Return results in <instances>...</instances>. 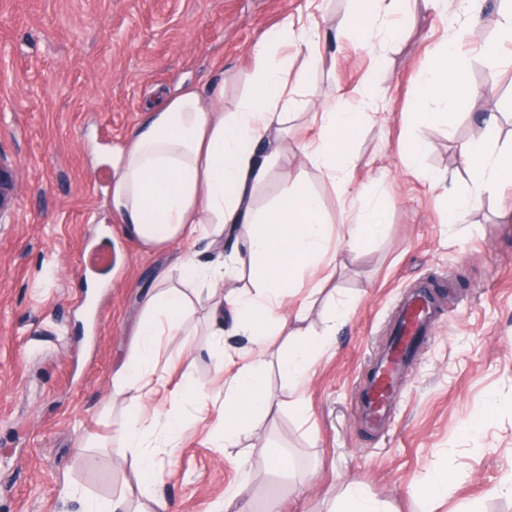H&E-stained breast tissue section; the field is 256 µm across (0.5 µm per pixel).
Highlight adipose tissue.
I'll use <instances>...</instances> for the list:
<instances>
[{"label": "adipose tissue", "instance_id": "adipose-tissue-1", "mask_svg": "<svg viewBox=\"0 0 512 512\" xmlns=\"http://www.w3.org/2000/svg\"><path fill=\"white\" fill-rule=\"evenodd\" d=\"M291 40L316 51L322 36L299 20L261 39L251 55V90L234 111H225L223 99H202L192 88L150 109L112 173L109 206L129 236L147 245L194 242L201 239L204 225L225 224L233 240L224 269L202 266L190 258L184 265L186 273L216 281L246 265L253 272L254 296L245 299L231 293L212 310L214 336H244L251 344L247 354L218 368L225 376L222 432L228 446L244 426L270 415L277 406L266 388L260 355L267 336L289 325L281 312L285 298L306 270L321 262L336 264L326 256L328 230L320 202L300 183L286 185L266 213H257L253 206L254 191L268 174L256 149L273 128L283 125L287 111L297 105L300 86L309 79L305 71L294 77L288 74V60L280 50ZM471 94L466 69L456 62L452 43H443L418 98L440 101L445 109L417 112L413 118L452 124ZM364 118V113L326 105L318 114L323 136L307 152V160L330 177L345 174L351 138ZM496 127V116L485 118L482 138L462 149V162L477 194L495 191L512 180V151L496 154L491 149ZM228 307L240 315L229 329L224 326ZM147 308L149 317L135 334L132 367L120 372L117 381L145 399L124 422L121 439L123 448L139 453L137 490L151 499L157 469L153 451L174 447L179 432L175 423L162 422L161 412L149 403L168 385L158 369L159 339L176 331L191 309L173 289L151 296ZM324 348L321 340L295 339L281 355L283 373L293 382L304 381Z\"/></svg>", "mask_w": 512, "mask_h": 512}]
</instances>
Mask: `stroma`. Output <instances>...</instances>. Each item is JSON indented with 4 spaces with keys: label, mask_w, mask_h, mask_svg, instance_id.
I'll list each match as a JSON object with an SVG mask.
<instances>
[{
    "label": "stroma",
    "mask_w": 512,
    "mask_h": 512,
    "mask_svg": "<svg viewBox=\"0 0 512 512\" xmlns=\"http://www.w3.org/2000/svg\"><path fill=\"white\" fill-rule=\"evenodd\" d=\"M500 0H486L477 27L455 6L412 0L399 35L380 11L367 40L345 26L350 0H0V164L14 174L15 198L0 217V512H81L73 487L102 502L132 495L137 458L117 454L119 428L135 406L113 383L132 354L150 293L174 288L193 310L161 339L170 389L204 391L206 406L160 397L164 411L192 423L176 449L159 448L158 480L167 512H225L239 483L254 512H333L358 483L387 512H429L409 488L427 471L451 482L438 512H512L493 495L512 478V183L473 198L456 223L445 192L468 193L462 144L497 113L496 149H512V44L497 57ZM308 15L324 35L323 58L289 45L288 67L312 66L281 135V156L255 190L263 211L297 178L318 198L332 230L354 212L374 210L379 225L361 252L340 251L331 278L300 279L283 310L302 312L303 329L322 332L334 305L348 319L303 387L292 389L271 337L262 363L280 408L225 447L224 380L217 364L248 348L246 337L211 334L209 284L185 279L192 244L145 245L126 236L107 205V154L127 146L148 107L194 87L224 94L233 111L251 87L250 54L287 18ZM460 38L473 97L452 126L415 125V97L444 40ZM370 112L351 142L346 183L303 156L320 134L316 112L329 101ZM424 151L418 167L404 154ZM447 175L446 187L428 176ZM427 287L440 319L429 331L381 427L361 415L363 387L391 334L400 300ZM277 449L288 469H270Z\"/></svg>",
    "instance_id": "obj_1"
}]
</instances>
